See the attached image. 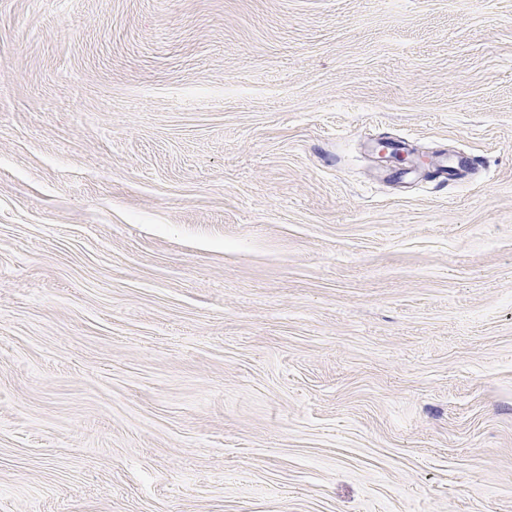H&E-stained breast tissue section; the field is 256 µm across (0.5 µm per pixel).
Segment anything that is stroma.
<instances>
[{
	"label": "stroma",
	"mask_w": 512,
	"mask_h": 512,
	"mask_svg": "<svg viewBox=\"0 0 512 512\" xmlns=\"http://www.w3.org/2000/svg\"><path fill=\"white\" fill-rule=\"evenodd\" d=\"M0 512H512V0H0Z\"/></svg>",
	"instance_id": "35a3bbf8"
}]
</instances>
